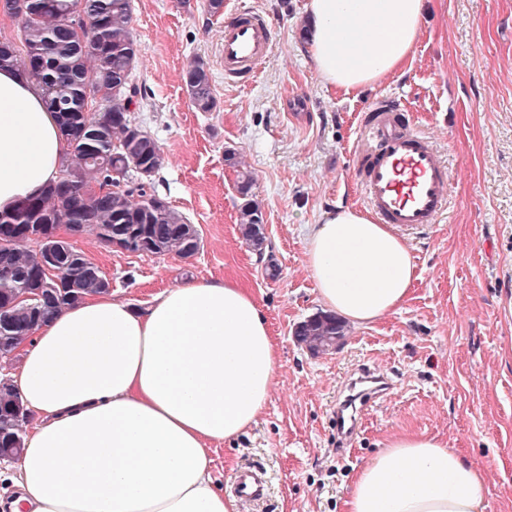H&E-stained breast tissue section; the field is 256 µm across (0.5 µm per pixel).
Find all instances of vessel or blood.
<instances>
[{"mask_svg":"<svg viewBox=\"0 0 512 512\" xmlns=\"http://www.w3.org/2000/svg\"><path fill=\"white\" fill-rule=\"evenodd\" d=\"M273 30L259 13L235 11L224 25V80L248 82L271 54ZM353 171L364 204L378 223L396 230L427 229L450 207L451 173L432 138L414 127L400 99L379 98L359 121ZM233 490L245 505L265 499L269 481L264 469L237 471Z\"/></svg>","mask_w":512,"mask_h":512,"instance_id":"b4317fda","label":"vessel or blood"}]
</instances>
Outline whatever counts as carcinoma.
I'll return each instance as SVG.
<instances>
[{"instance_id":"obj_1","label":"carcinoma","mask_w":512,"mask_h":512,"mask_svg":"<svg viewBox=\"0 0 512 512\" xmlns=\"http://www.w3.org/2000/svg\"><path fill=\"white\" fill-rule=\"evenodd\" d=\"M0 11L19 20L21 43L17 48L11 40H0V69L17 70L42 86L68 145L57 181L42 195L0 212V358H9L54 312L110 288L99 267L63 241L59 274L49 278L43 254L26 246L34 237H55L66 224L75 232L95 233L107 246L118 238L151 253L183 258L198 252L199 237L152 185L163 152L131 118L138 95L131 82L138 61L132 0H0ZM183 85L197 111L216 108L205 60L197 57L188 65ZM91 102L98 103L92 112ZM252 182L251 175L241 174L239 224L246 243L259 248L264 219L249 199ZM21 292L33 299L16 301ZM343 335L342 323L330 314L295 329L298 341L316 352L332 349ZM29 421L20 395L0 389L1 457L20 454L23 424Z\"/></svg>"}]
</instances>
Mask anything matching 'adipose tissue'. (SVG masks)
<instances>
[{"mask_svg": "<svg viewBox=\"0 0 512 512\" xmlns=\"http://www.w3.org/2000/svg\"><path fill=\"white\" fill-rule=\"evenodd\" d=\"M430 0H307L306 48L329 85L377 83L412 54ZM67 151L40 86L0 71V211L57 180ZM306 265L328 311L363 325L400 308L410 247L359 209L324 212ZM13 382L37 420L8 512H240L208 446L256 424L276 349L231 280L169 288L143 312L97 294L55 312L21 347ZM487 473L436 437L393 438L356 476L346 512H486Z\"/></svg>", "mask_w": 512, "mask_h": 512, "instance_id": "adipose-tissue-1", "label": "adipose tissue"}]
</instances>
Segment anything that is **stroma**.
I'll list each match as a JSON object with an SVG mask.
<instances>
[{
	"label": "stroma",
	"mask_w": 512,
	"mask_h": 512,
	"mask_svg": "<svg viewBox=\"0 0 512 512\" xmlns=\"http://www.w3.org/2000/svg\"><path fill=\"white\" fill-rule=\"evenodd\" d=\"M306 0H132L138 44L132 107L165 161L154 185L194 225V256L115 251L90 233L63 239L99 265L115 296L143 310L160 291L229 278L248 288L277 346L276 384L256 425L211 449L213 476L263 467L265 503L240 512H346L353 480L395 435L447 441L488 470L487 512H512V0H431L404 71L357 95L324 85L303 45ZM246 6L273 28L255 82L224 81V18ZM210 66L211 112L192 107L182 71ZM403 99L413 123L447 159L451 204L439 224L407 231L418 279L395 312L347 326L315 354L296 326L320 312L305 261L307 227L339 204L361 206L351 169L360 115L383 96ZM266 224L262 249L242 239L239 175ZM395 384L366 403L356 436L336 432L333 409L362 365Z\"/></svg>",
	"instance_id": "stroma-1"
}]
</instances>
